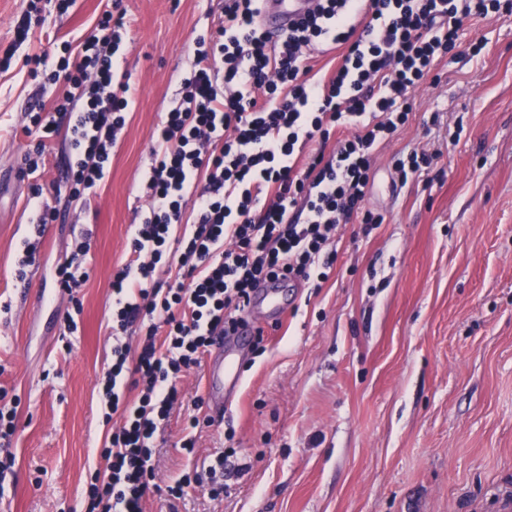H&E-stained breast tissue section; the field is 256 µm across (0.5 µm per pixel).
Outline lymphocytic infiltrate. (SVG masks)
<instances>
[{
    "instance_id": "lymphocytic-infiltrate-1",
    "label": "lymphocytic infiltrate",
    "mask_w": 512,
    "mask_h": 512,
    "mask_svg": "<svg viewBox=\"0 0 512 512\" xmlns=\"http://www.w3.org/2000/svg\"><path fill=\"white\" fill-rule=\"evenodd\" d=\"M261 0H232L196 39L179 98L152 136L141 188L148 208L132 225L134 260L112 277V364L102 378L109 415L90 512H143L155 479L153 440L201 365L214 336L245 313L263 280L320 285V261L351 217L380 221L364 206L377 149L409 121L416 89L457 54L465 24L502 19L501 0H320L317 10L270 43ZM123 16L104 12L61 55L24 59L31 76L63 85L38 109L29 174L66 132L75 155L66 178L77 197L96 195L134 103L120 53ZM342 46L334 71L309 77L323 45ZM166 280H159V273ZM141 320L132 351L122 335Z\"/></svg>"
}]
</instances>
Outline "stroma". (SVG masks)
Instances as JSON below:
<instances>
[{"mask_svg": "<svg viewBox=\"0 0 512 512\" xmlns=\"http://www.w3.org/2000/svg\"><path fill=\"white\" fill-rule=\"evenodd\" d=\"M107 2L76 0L63 16L44 7L18 46L29 0H0V52L15 51L0 73V387L19 398L0 512H89L90 475L104 467L112 431L98 385L112 363L110 281L146 209L152 133L191 67L196 35L224 11V0H122L134 105L91 199L70 194L71 150L57 136L41 185L58 219L21 281L19 248L37 219L23 127L57 93L31 80L23 60L77 42ZM461 41L375 159L365 206L382 224L338 227L322 287L283 282L282 314L255 311L264 350L241 355L238 401L214 418L192 407L206 396L203 370L184 379L182 404L154 441L156 482L187 472L181 442L195 412L197 458L235 450L223 499L203 487L181 500L152 491L146 512H512V17L472 21ZM415 148L439 157L399 183L390 158ZM78 228L92 232L90 276L71 333L72 303L53 273Z\"/></svg>", "mask_w": 512, "mask_h": 512, "instance_id": "obj_1", "label": "stroma"}]
</instances>
